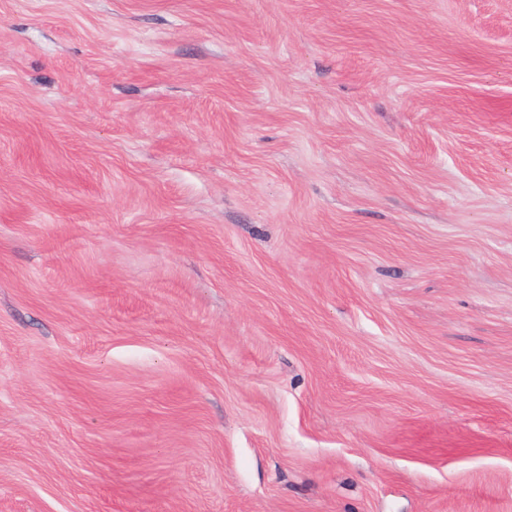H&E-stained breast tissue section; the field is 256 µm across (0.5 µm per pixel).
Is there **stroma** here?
Here are the masks:
<instances>
[{"instance_id":"stroma-1","label":"stroma","mask_w":512,"mask_h":512,"mask_svg":"<svg viewBox=\"0 0 512 512\" xmlns=\"http://www.w3.org/2000/svg\"><path fill=\"white\" fill-rule=\"evenodd\" d=\"M0 512H512V0H0Z\"/></svg>"}]
</instances>
